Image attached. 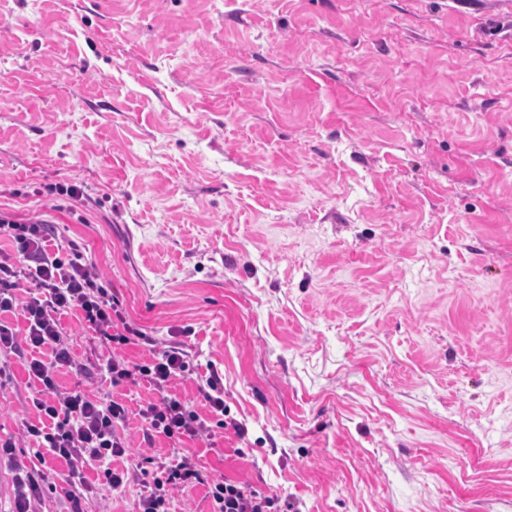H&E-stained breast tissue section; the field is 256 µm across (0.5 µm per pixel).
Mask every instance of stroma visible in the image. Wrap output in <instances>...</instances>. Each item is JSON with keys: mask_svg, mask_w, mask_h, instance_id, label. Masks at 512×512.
Masks as SVG:
<instances>
[{"mask_svg": "<svg viewBox=\"0 0 512 512\" xmlns=\"http://www.w3.org/2000/svg\"><path fill=\"white\" fill-rule=\"evenodd\" d=\"M85 199L65 209L58 186ZM46 215L146 339L62 317L61 391L129 410L180 344L209 481L291 512H512V0H0V210ZM27 359L0 437L38 445ZM141 483L84 512H140ZM206 387H200V393L206 404L211 409V414L216 417L226 416L224 407V383L223 378L216 370L209 371L208 377L205 380Z\"/></svg>", "mask_w": 512, "mask_h": 512, "instance_id": "35a3bbf8", "label": "stroma"}]
</instances>
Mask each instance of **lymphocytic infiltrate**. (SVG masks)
<instances>
[{
    "instance_id": "lymphocytic-infiltrate-1",
    "label": "lymphocytic infiltrate",
    "mask_w": 512,
    "mask_h": 512,
    "mask_svg": "<svg viewBox=\"0 0 512 512\" xmlns=\"http://www.w3.org/2000/svg\"><path fill=\"white\" fill-rule=\"evenodd\" d=\"M12 243L14 252L0 254V356L19 353L21 345L47 349L50 361L31 358L30 378L39 390L32 405L38 422L26 423L29 436L47 449L50 462H66L63 476L72 512H82L81 498L89 484L85 469L102 470L110 490L121 491L127 472L111 467L113 458L123 457L128 446L118 431L128 420L127 408L109 398H90L83 392H59L53 376L55 367L70 365L69 339L61 318L80 314L86 327L103 342L124 345L142 337L143 331L128 320L117 298L109 292L92 267L69 259L63 242L54 238V228L40 219H19L0 211V241ZM30 285V297L17 304L15 292ZM20 313L26 322L24 332L4 321L7 313ZM112 385L126 380L146 379L159 393V402L140 409L146 438L160 435L172 444L171 461L158 462L157 475L141 505L142 512H169L167 487H186L203 483L204 477L192 457L185 455L181 443L207 433L205 418L186 401L170 392V382L189 369L188 353L170 346L154 354L151 364L139 365L110 357L102 366ZM12 439L0 440V457L10 464L13 480L12 512H35L45 479L43 469L26 466L14 453ZM212 497L217 512H273L275 501L251 487L233 482L215 483Z\"/></svg>"
}]
</instances>
